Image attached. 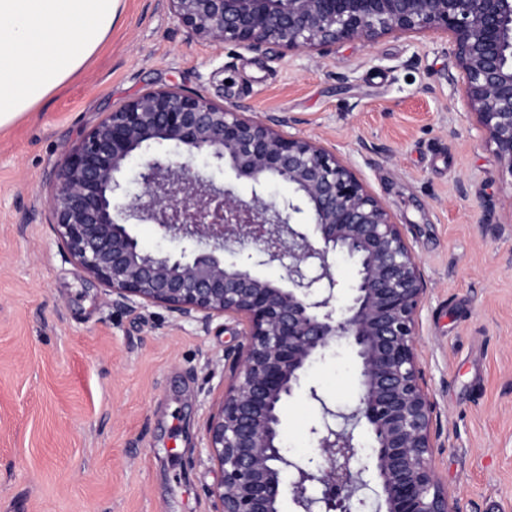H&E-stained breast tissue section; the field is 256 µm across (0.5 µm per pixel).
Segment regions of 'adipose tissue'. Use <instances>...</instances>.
<instances>
[{"label":"adipose tissue","instance_id":"ef3b65f1","mask_svg":"<svg viewBox=\"0 0 512 512\" xmlns=\"http://www.w3.org/2000/svg\"><path fill=\"white\" fill-rule=\"evenodd\" d=\"M120 0H0V129L38 107L112 32Z\"/></svg>","mask_w":512,"mask_h":512}]
</instances>
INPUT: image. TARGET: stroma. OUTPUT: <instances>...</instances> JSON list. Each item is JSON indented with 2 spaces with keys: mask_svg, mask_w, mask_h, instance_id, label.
<instances>
[{
  "mask_svg": "<svg viewBox=\"0 0 512 512\" xmlns=\"http://www.w3.org/2000/svg\"><path fill=\"white\" fill-rule=\"evenodd\" d=\"M448 35L323 53L191 38L162 0H120L112 34L48 102L0 130V512H214L204 428L236 323L113 308L54 234L62 153L144 91L176 85L319 140L402 225L427 292L420 366L434 465L461 512H512V176L476 129ZM284 409L288 453L318 450L322 406L351 412L359 369L332 345Z\"/></svg>",
  "mask_w": 512,
  "mask_h": 512,
  "instance_id": "obj_1",
  "label": "stroma"
}]
</instances>
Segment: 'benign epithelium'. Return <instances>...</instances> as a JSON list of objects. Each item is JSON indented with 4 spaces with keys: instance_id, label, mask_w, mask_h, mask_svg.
I'll return each mask as SVG.
<instances>
[{
    "instance_id": "benign-epithelium-1",
    "label": "benign epithelium",
    "mask_w": 512,
    "mask_h": 512,
    "mask_svg": "<svg viewBox=\"0 0 512 512\" xmlns=\"http://www.w3.org/2000/svg\"><path fill=\"white\" fill-rule=\"evenodd\" d=\"M190 34L214 45L259 51H320L344 40L370 44L391 33L441 31L463 75L462 96L477 129L512 177V0H163ZM200 92L159 87L107 113L62 155L46 200L68 258L125 310L158 306L206 328L217 317L241 325L224 350V398L204 437L219 479L215 512H356L380 481L382 512H460L438 481L434 402L416 341L426 294L401 225L335 150ZM172 145L185 161L151 154ZM204 156L253 185L243 201L193 171ZM141 158L143 191L123 180ZM279 180L293 194L263 197ZM310 222H302V217ZM188 242L178 253L145 250L130 221ZM242 255L227 264L224 252ZM355 267L346 304L336 307L332 257ZM277 264L281 281L255 267ZM338 340L354 350L360 397L346 420L366 423L369 464L354 428L322 406L310 428L319 449L302 466L282 448L285 403L307 366Z\"/></svg>"
}]
</instances>
